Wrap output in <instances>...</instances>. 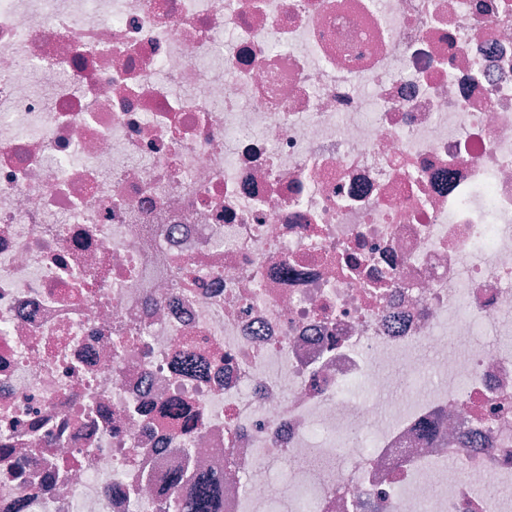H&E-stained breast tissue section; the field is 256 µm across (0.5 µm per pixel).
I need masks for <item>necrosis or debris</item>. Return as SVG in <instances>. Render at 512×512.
I'll return each instance as SVG.
<instances>
[{
    "mask_svg": "<svg viewBox=\"0 0 512 512\" xmlns=\"http://www.w3.org/2000/svg\"><path fill=\"white\" fill-rule=\"evenodd\" d=\"M511 316L512 0H0V512H512ZM181 471L172 478L173 493L171 497L158 505L157 512H221L223 502L217 484L207 478L194 481V488L187 499L180 498L177 488L183 482Z\"/></svg>",
    "mask_w": 512,
    "mask_h": 512,
    "instance_id": "necrosis-or-debris-1",
    "label": "necrosis or debris"
}]
</instances>
